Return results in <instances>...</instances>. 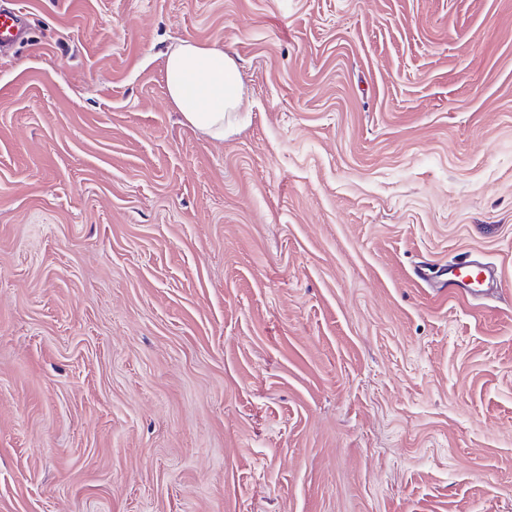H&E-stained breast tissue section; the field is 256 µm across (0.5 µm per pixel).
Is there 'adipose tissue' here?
I'll return each instance as SVG.
<instances>
[{"label":"adipose tissue","mask_w":512,"mask_h":512,"mask_svg":"<svg viewBox=\"0 0 512 512\" xmlns=\"http://www.w3.org/2000/svg\"><path fill=\"white\" fill-rule=\"evenodd\" d=\"M166 83L171 102L187 123L223 139L242 97L237 64L223 47L180 41L167 54Z\"/></svg>","instance_id":"obj_1"}]
</instances>
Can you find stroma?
I'll use <instances>...</instances> for the list:
<instances>
[{
	"mask_svg": "<svg viewBox=\"0 0 512 512\" xmlns=\"http://www.w3.org/2000/svg\"><path fill=\"white\" fill-rule=\"evenodd\" d=\"M1 6L0 512H512V0ZM27 31L28 21L22 11L0 10V48L20 43ZM166 64L168 95L184 120L213 139H223L231 112L241 104L235 60L222 46L182 40L167 53ZM458 264L450 265L448 268L444 266L443 272L440 274L444 278L441 280L439 287L448 288L449 294L455 293V288H462L463 284H468L469 287L473 288V291H478L486 283L487 275L485 271L494 279L491 268L486 265L481 268L476 265L475 260L464 257ZM466 280L472 281L466 283Z\"/></svg>",
	"mask_w": 512,
	"mask_h": 512,
	"instance_id": "35a3bbf8",
	"label": "stroma"
}]
</instances>
